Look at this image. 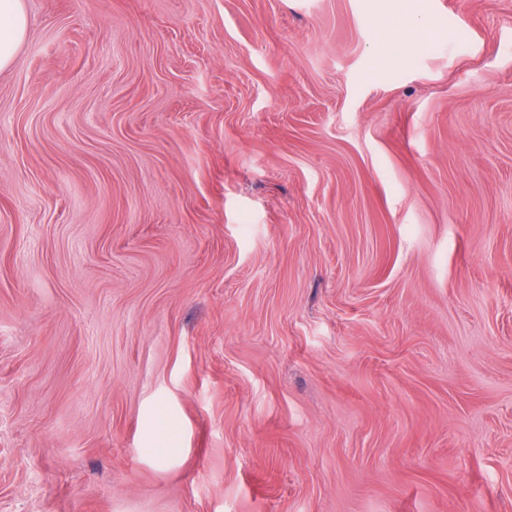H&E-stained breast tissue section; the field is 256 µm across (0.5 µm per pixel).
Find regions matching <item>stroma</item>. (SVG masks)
Segmentation results:
<instances>
[{
    "label": "stroma",
    "mask_w": 512,
    "mask_h": 512,
    "mask_svg": "<svg viewBox=\"0 0 512 512\" xmlns=\"http://www.w3.org/2000/svg\"><path fill=\"white\" fill-rule=\"evenodd\" d=\"M25 4L0 512H512V0Z\"/></svg>",
    "instance_id": "1"
}]
</instances>
